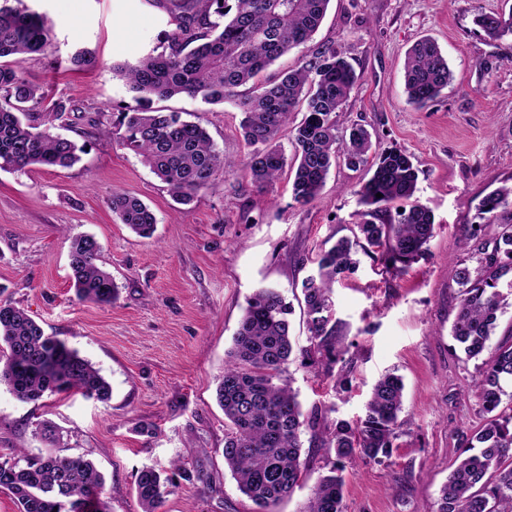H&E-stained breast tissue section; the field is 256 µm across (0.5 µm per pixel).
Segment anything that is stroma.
Returning a JSON list of instances; mask_svg holds the SVG:
<instances>
[{"label": "stroma", "instance_id": "stroma-1", "mask_svg": "<svg viewBox=\"0 0 512 512\" xmlns=\"http://www.w3.org/2000/svg\"><path fill=\"white\" fill-rule=\"evenodd\" d=\"M51 28L45 51L22 63L21 77L71 105L61 134L86 151L69 169L0 171V296L89 359L112 387L108 402L58 394L18 400L0 385V457L22 448L46 452L41 422L61 432L55 452L86 453L105 479L112 512H141L137 470H171L174 460L200 461L210 484L177 480L161 512H253L224 468V413L216 380L254 289L280 291L292 306L295 352L288 364L303 412L328 409L329 420L356 421L381 375L404 382L397 447L379 463L347 465L346 512H437L439 490L458 454L455 429L483 418L467 389L477 363L451 348L458 309L453 267L471 259L464 227L473 223L486 188L512 182V36L494 40L475 25L477 12L507 13L512 0H331L314 36L335 47L359 80L337 112L336 133L365 126L377 151L399 150L418 169L416 195L435 218L426 253L401 275L364 255L355 274L336 283L334 314L353 371L348 390L333 376L301 364L309 348L302 282L330 237L348 235L362 209L358 192L367 167L337 162L318 197L297 203L288 176L265 189L252 183L231 104L187 96L164 108L188 113L224 153L226 169L186 205L141 158L119 143L113 115L133 98L112 73L171 32L167 14L149 0H24ZM434 39L453 82L417 111L404 93L407 50ZM94 67L72 70L78 50ZM118 193L135 195L157 217L152 238H140L110 208ZM93 235L100 262L119 286L109 305L79 301L69 280V249ZM148 424L152 434L140 433ZM301 488L281 512H304L323 474L326 451L303 434Z\"/></svg>", "mask_w": 512, "mask_h": 512}]
</instances>
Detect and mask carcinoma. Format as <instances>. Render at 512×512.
<instances>
[{"mask_svg": "<svg viewBox=\"0 0 512 512\" xmlns=\"http://www.w3.org/2000/svg\"><path fill=\"white\" fill-rule=\"evenodd\" d=\"M16 5L10 6L8 2ZM169 15L174 29L162 50L112 71L134 94L135 107L117 113L121 144L140 156L182 205L224 171V154L207 130L183 113L151 107L152 99L184 95L206 104L232 103L242 114L240 128L250 148L245 163L253 184L263 189L288 169L299 203L321 192L336 159L359 167L371 164V177L359 190L365 210L351 235L319 250L317 273L302 283L306 323L312 347L304 365L330 375L344 346L333 317L336 282L354 273L358 252L370 254L387 272H404L434 236L432 211L415 196L418 172L410 156L398 150L373 152L368 130L359 124L347 137L336 135L334 116L357 80L353 66L328 46L312 47L313 35L330 0H151ZM475 24L492 39L512 36V12L484 13ZM51 30L43 17L23 5H0V171L25 172L34 167L70 168L85 146L57 132L56 122L69 111L62 100H49L18 75L17 67L44 51ZM302 52L300 64L273 78H263L279 58ZM70 68L84 70L95 57L79 51ZM448 59L431 38L417 41L404 62L407 102L417 109L434 103L451 85ZM249 86L247 92L239 91ZM305 116L293 129L294 153L277 142L293 112ZM382 197H376V194ZM120 223L143 238L156 231L157 218L140 198L112 196ZM469 225L466 241L486 226L498 231L473 246L476 265L454 269L459 305L451 336L467 360H481L470 386L479 401L483 424L457 431L458 447L448 481L441 488L437 512H512V341L493 351L488 343L499 316L512 307V184L486 192ZM101 246L94 236L73 237L69 266L77 298L110 304L118 294L112 274L98 264ZM291 308L275 288L261 286L248 299L232 337L228 361L219 378L216 399L224 411V467L255 512H278L299 487L301 435L310 429L335 458L315 486L306 512H344L345 462H380L391 456L398 438L404 384L387 374L374 385L364 416L352 424L323 425L322 412L304 416L291 383L283 379L293 352ZM16 398L36 402L48 395L76 392L106 402L110 383L88 359L56 336H48L22 308L0 300V384ZM508 400H503V396ZM187 482L205 477L199 465L174 463ZM141 512H160L172 478L150 466L134 482ZM9 491L19 512H111L105 482L86 455L39 457L17 449L0 461V490Z\"/></svg>", "mask_w": 512, "mask_h": 512, "instance_id": "obj_1", "label": "carcinoma"}]
</instances>
